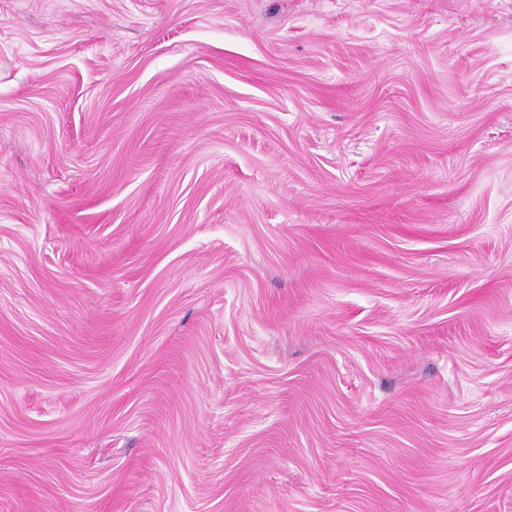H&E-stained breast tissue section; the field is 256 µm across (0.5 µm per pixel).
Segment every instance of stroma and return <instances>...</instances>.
<instances>
[{"instance_id": "obj_1", "label": "stroma", "mask_w": 512, "mask_h": 512, "mask_svg": "<svg viewBox=\"0 0 512 512\" xmlns=\"http://www.w3.org/2000/svg\"><path fill=\"white\" fill-rule=\"evenodd\" d=\"M0 512H512V0H0Z\"/></svg>"}]
</instances>
